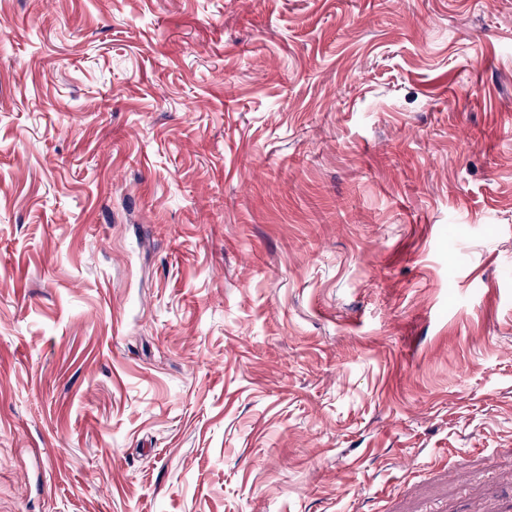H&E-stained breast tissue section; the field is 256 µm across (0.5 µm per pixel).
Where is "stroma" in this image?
<instances>
[{
  "label": "stroma",
  "instance_id": "1",
  "mask_svg": "<svg viewBox=\"0 0 512 512\" xmlns=\"http://www.w3.org/2000/svg\"><path fill=\"white\" fill-rule=\"evenodd\" d=\"M0 512H512V0H0Z\"/></svg>",
  "mask_w": 512,
  "mask_h": 512
}]
</instances>
